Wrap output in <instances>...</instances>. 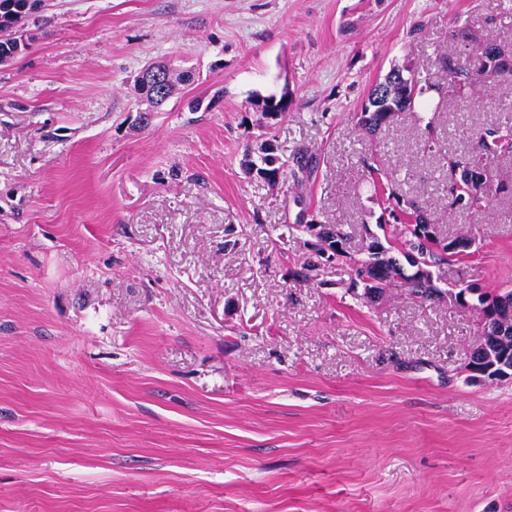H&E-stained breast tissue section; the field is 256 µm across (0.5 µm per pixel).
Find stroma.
<instances>
[{
    "label": "stroma",
    "mask_w": 512,
    "mask_h": 512,
    "mask_svg": "<svg viewBox=\"0 0 512 512\" xmlns=\"http://www.w3.org/2000/svg\"><path fill=\"white\" fill-rule=\"evenodd\" d=\"M21 34L0 63V512H512V379L472 381L477 314L348 289L385 208L368 156L474 238L438 285L512 289V155L465 220L440 163L512 126V78L460 103L436 64L512 44V0H42ZM154 62L192 75L156 110L135 85ZM405 67L429 90L369 140L356 115ZM266 139L315 156L303 184L245 172ZM303 216L346 255L304 271Z\"/></svg>",
    "instance_id": "1"
}]
</instances>
